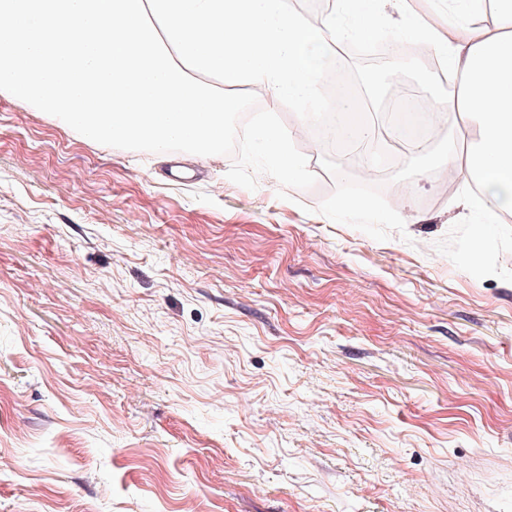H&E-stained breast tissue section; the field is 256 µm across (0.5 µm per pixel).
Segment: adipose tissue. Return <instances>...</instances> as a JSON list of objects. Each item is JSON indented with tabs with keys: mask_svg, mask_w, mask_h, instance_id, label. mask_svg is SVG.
<instances>
[{
	"mask_svg": "<svg viewBox=\"0 0 512 512\" xmlns=\"http://www.w3.org/2000/svg\"><path fill=\"white\" fill-rule=\"evenodd\" d=\"M341 4L345 25L307 24L282 0H0V95L87 138L213 154L240 107L234 88L263 90L271 112L294 100L312 120L314 79L333 74L347 34L375 32L388 4L394 36L434 41L460 79L434 107L462 118L434 165L465 168L489 217L511 215L512 0H490V26L469 21V0L436 23L410 0ZM290 140L275 126L255 135L279 175L294 179L301 166Z\"/></svg>",
	"mask_w": 512,
	"mask_h": 512,
	"instance_id": "adipose-tissue-1",
	"label": "adipose tissue"
}]
</instances>
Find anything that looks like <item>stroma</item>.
Returning a JSON list of instances; mask_svg holds the SVG:
<instances>
[{
    "instance_id": "35a3bbf8",
    "label": "stroma",
    "mask_w": 512,
    "mask_h": 512,
    "mask_svg": "<svg viewBox=\"0 0 512 512\" xmlns=\"http://www.w3.org/2000/svg\"><path fill=\"white\" fill-rule=\"evenodd\" d=\"M292 150L177 180L0 96V512H512V215L432 153L343 212Z\"/></svg>"
}]
</instances>
